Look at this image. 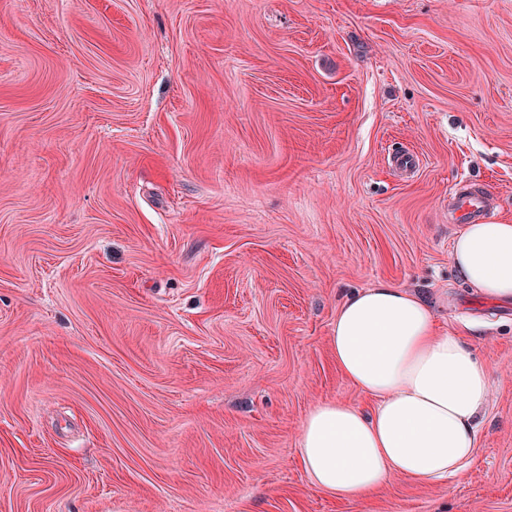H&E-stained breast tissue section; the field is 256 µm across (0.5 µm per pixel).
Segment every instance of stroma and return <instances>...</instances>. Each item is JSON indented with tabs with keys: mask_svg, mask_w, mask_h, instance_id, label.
Masks as SVG:
<instances>
[{
	"mask_svg": "<svg viewBox=\"0 0 512 512\" xmlns=\"http://www.w3.org/2000/svg\"><path fill=\"white\" fill-rule=\"evenodd\" d=\"M410 154L408 174L391 165ZM512 0H0V512H512ZM384 280L491 369L452 485L316 490L331 330ZM452 207L459 212V222H478L484 217L487 208L483 194L471 189L456 192L452 197ZM450 261L482 297L512 302V224H463L452 241Z\"/></svg>",
	"mask_w": 512,
	"mask_h": 512,
	"instance_id": "35a3bbf8",
	"label": "stroma"
}]
</instances>
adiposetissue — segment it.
I'll return each mask as SVG.
<instances>
[{
    "mask_svg": "<svg viewBox=\"0 0 512 512\" xmlns=\"http://www.w3.org/2000/svg\"><path fill=\"white\" fill-rule=\"evenodd\" d=\"M450 261L482 297L512 302V224H466ZM336 365L371 412L341 401L317 405L300 433L312 485L346 501L392 477L461 480L475 456L490 367L474 346L439 332L432 307L387 281L348 295L332 327Z\"/></svg>",
    "mask_w": 512,
    "mask_h": 512,
    "instance_id": "obj_1",
    "label": "adipose tissue"
}]
</instances>
